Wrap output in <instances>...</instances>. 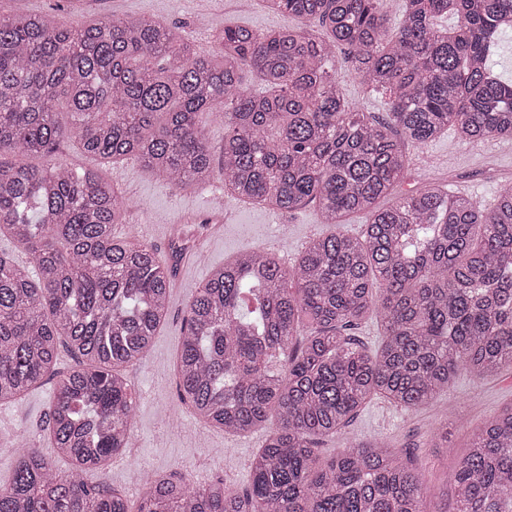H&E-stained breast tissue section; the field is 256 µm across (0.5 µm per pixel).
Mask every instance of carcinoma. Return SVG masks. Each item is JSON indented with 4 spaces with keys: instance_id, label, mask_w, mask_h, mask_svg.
Masks as SVG:
<instances>
[{
    "instance_id": "obj_1",
    "label": "carcinoma",
    "mask_w": 512,
    "mask_h": 512,
    "mask_svg": "<svg viewBox=\"0 0 512 512\" xmlns=\"http://www.w3.org/2000/svg\"><path fill=\"white\" fill-rule=\"evenodd\" d=\"M261 2L298 25L227 26L212 55L144 16L64 26L0 11V236L35 266L0 254V401L56 376L49 438L73 464L62 474L24 448L0 512H424L401 449L351 441L320 464L319 440L374 398L415 411L462 373L512 369V183L490 207L441 183L382 205L409 162L404 142L450 128L463 142L512 140V79L496 69L512 0H405L396 25L387 0ZM450 11L452 33L436 23ZM339 47L362 84L390 94L387 120L350 107ZM203 112L224 115L217 169ZM63 140L104 163L134 157L182 192L218 178L243 203H314L332 227L368 214L360 236H315L289 268L266 249L235 257L187 306L181 403L226 434L267 429L244 492L158 475L133 503L84 481L124 452L136 398L122 368L148 352L173 276L114 234L123 202L99 170L55 158ZM369 317L374 353L355 336ZM61 345L77 360L67 372ZM448 484L450 512H512V407L472 434Z\"/></svg>"
}]
</instances>
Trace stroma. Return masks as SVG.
Instances as JSON below:
<instances>
[{"label": "stroma", "instance_id": "1", "mask_svg": "<svg viewBox=\"0 0 512 512\" xmlns=\"http://www.w3.org/2000/svg\"><path fill=\"white\" fill-rule=\"evenodd\" d=\"M0 9L48 14L66 26L89 16L149 15L181 26L205 54L215 51L212 35L224 27L264 31L290 23L289 17L268 12L259 0L248 9L240 7L237 0H0ZM336 59L352 106L372 112L376 119H386L388 94L366 90L346 61L344 49H337ZM405 149L410 158L401 184L405 190L438 181L488 205L502 185L512 182V142L465 143L448 131L421 146L406 144ZM101 174L127 203L129 221L117 225L115 234L172 259L177 286L169 296L166 322L145 358L125 370L137 401L132 429L135 453L113 457L104 470L88 473L86 480L125 492L132 470L141 468L153 474H183L198 486L220 480L233 490L244 491L250 483L251 459L262 448L265 433L260 429L241 435L224 433L200 422L181 403L175 363L185 311L196 288L238 254L273 246L289 266L305 243L327 227L321 224L315 204L280 213L233 199L216 179L196 191L181 192L156 179L133 158L106 164ZM221 210L229 212L230 218L219 234L205 218ZM52 402L53 383L47 380L19 399L0 403V485H6L15 466L13 442L20 435L51 458L57 471L71 469V461L55 454L48 440L46 420ZM509 406L511 370L484 378L464 374L432 404L415 412L380 399L371 401L353 418L344 435L321 441V455L330 457L348 440L392 442L410 451L412 466L423 477L426 512H445L452 500L447 474L464 453L471 433ZM443 419L450 422L447 447H428L430 430Z\"/></svg>", "mask_w": 512, "mask_h": 512}]
</instances>
